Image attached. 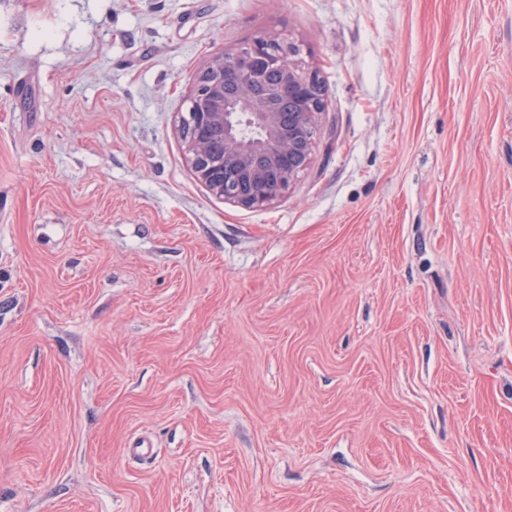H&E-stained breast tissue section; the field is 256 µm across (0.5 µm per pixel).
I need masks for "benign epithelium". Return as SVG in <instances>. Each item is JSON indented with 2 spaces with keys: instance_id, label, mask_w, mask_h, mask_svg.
I'll return each instance as SVG.
<instances>
[{
  "instance_id": "obj_1",
  "label": "benign epithelium",
  "mask_w": 512,
  "mask_h": 512,
  "mask_svg": "<svg viewBox=\"0 0 512 512\" xmlns=\"http://www.w3.org/2000/svg\"><path fill=\"white\" fill-rule=\"evenodd\" d=\"M277 37L256 38L196 72L178 130L195 179L244 209L283 197L311 163L323 80Z\"/></svg>"
}]
</instances>
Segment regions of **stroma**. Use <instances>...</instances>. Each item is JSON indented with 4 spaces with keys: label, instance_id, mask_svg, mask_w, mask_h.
<instances>
[{
    "label": "stroma",
    "instance_id": "1",
    "mask_svg": "<svg viewBox=\"0 0 512 512\" xmlns=\"http://www.w3.org/2000/svg\"><path fill=\"white\" fill-rule=\"evenodd\" d=\"M270 34L248 210L177 126ZM0 512H512V0H0ZM293 43L260 37L196 72L178 130L195 179L244 209L283 197L311 163L323 80ZM288 100V112L281 101Z\"/></svg>",
    "mask_w": 512,
    "mask_h": 512
}]
</instances>
